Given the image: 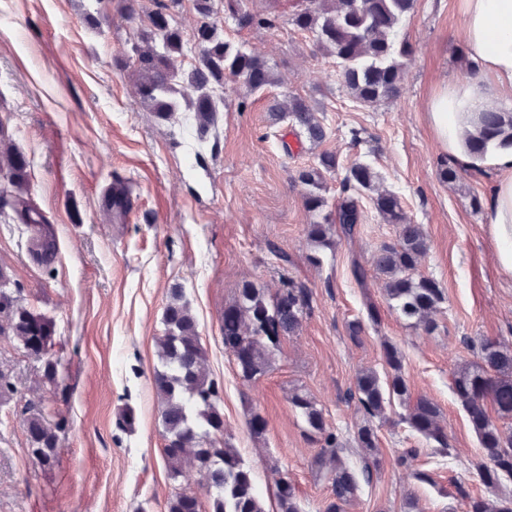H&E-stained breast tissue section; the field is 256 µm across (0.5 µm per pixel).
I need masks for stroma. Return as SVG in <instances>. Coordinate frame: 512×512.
<instances>
[{"instance_id":"obj_1","label":"stroma","mask_w":512,"mask_h":512,"mask_svg":"<svg viewBox=\"0 0 512 512\" xmlns=\"http://www.w3.org/2000/svg\"><path fill=\"white\" fill-rule=\"evenodd\" d=\"M163 2L137 0L139 17L128 20L116 0H0V129L29 161V200L56 243L50 262L40 261L30 243L33 228L0 207V268L19 303L50 318L55 330L46 358L0 335V379L13 389L0 403V512H167L174 492L205 495L203 471L188 464L171 478L162 456L154 375L176 284L196 320L207 373L220 387L222 439L252 468L265 512H277L278 469L297 486L302 512H323L331 480L316 465L319 447L308 441L289 397L306 392L327 426L352 439L362 416L347 391L358 369L385 373L386 340L403 354L412 398L439 404L448 447L413 432L392 402L377 423L381 469L347 512H407L410 498L418 512H464L455 487L485 495L474 468L483 450L449 378L476 359L467 339L512 343V276L496 266L487 230L494 172L464 169L456 181H442L446 156L426 111L439 84L467 77L471 58L457 38L460 0H415L400 28L413 47L402 71L405 91L366 108L339 85L335 60L291 25L300 0H249V11L275 25L243 29L230 18L227 0H213L219 33L264 57L277 81L255 93L226 81L224 102L202 137L187 108L190 89L176 94V113L159 119L136 97L125 66L140 16ZM290 94L324 124L320 144L273 122V100ZM324 152L339 163L323 180L327 211L342 196L347 168L360 161L398 193L410 221L423 225L429 250L419 270L446 296L433 333L389 308L379 281L362 289L351 276L352 258L371 262L397 240L395 225L375 209L374 192L361 195L366 219L355 237L325 251L322 266L309 264L313 217L294 176ZM116 182L134 189L125 224L98 209ZM476 198L483 204L478 211ZM284 277L311 289V311L299 332L282 340L268 371L244 381L224 346L222 313L243 282L271 295ZM368 300L382 324L356 342L347 324L364 316ZM49 358L58 363L53 380L44 373ZM34 413L58 437L50 468L29 451L26 420ZM255 413L267 421L260 442L248 430ZM405 448L418 454L397 466ZM421 472L430 482L418 480Z\"/></svg>"}]
</instances>
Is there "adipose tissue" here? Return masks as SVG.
I'll return each instance as SVG.
<instances>
[{"mask_svg": "<svg viewBox=\"0 0 512 512\" xmlns=\"http://www.w3.org/2000/svg\"><path fill=\"white\" fill-rule=\"evenodd\" d=\"M463 25L458 33L478 75L442 84L427 111L435 137L448 158L462 168L494 169L488 232L499 269L512 276V145L490 146L484 157L471 151L476 119L490 97H512V0H461Z\"/></svg>", "mask_w": 512, "mask_h": 512, "instance_id": "ef3b65f1", "label": "adipose tissue"}]
</instances>
